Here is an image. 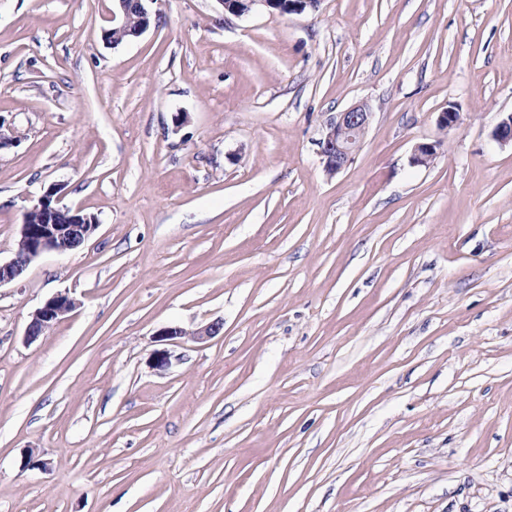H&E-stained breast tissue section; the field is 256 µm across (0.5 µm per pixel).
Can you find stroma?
Wrapping results in <instances>:
<instances>
[{
  "instance_id": "1",
  "label": "stroma",
  "mask_w": 512,
  "mask_h": 512,
  "mask_svg": "<svg viewBox=\"0 0 512 512\" xmlns=\"http://www.w3.org/2000/svg\"><path fill=\"white\" fill-rule=\"evenodd\" d=\"M152 10L0 0V260L50 185L99 221L0 287V512H512V0ZM113 1L116 2V6L115 10L112 9V28H108V32H110L112 36L109 41L105 39L107 42L111 43L114 46H117L123 42L130 41L125 39L132 40L133 36L135 38L140 37L149 29L154 14L151 9V4H153L155 0H134L136 3H138L139 16L137 18V26L134 32L132 31L133 36L131 34H128L131 33L130 16L129 10L127 8L128 0ZM373 112L365 101L337 112L318 141L319 155L325 170L335 175L344 170L360 149L370 127ZM79 306L80 302L68 292L54 294L32 313L25 331L26 341L38 339ZM222 329V323L219 321L209 323L201 328L196 329L192 333H187L180 327H166L157 336H162L165 339H177L183 336L190 335L194 339L204 341L208 338L214 337L219 334Z\"/></svg>"
}]
</instances>
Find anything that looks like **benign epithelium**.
I'll list each match as a JSON object with an SVG mask.
<instances>
[{
	"instance_id": "benign-epithelium-1",
	"label": "benign epithelium",
	"mask_w": 512,
	"mask_h": 512,
	"mask_svg": "<svg viewBox=\"0 0 512 512\" xmlns=\"http://www.w3.org/2000/svg\"><path fill=\"white\" fill-rule=\"evenodd\" d=\"M112 28L109 29V43L117 46L123 43L128 33L138 38L152 23L151 4L156 0H135L139 16L135 30H130V16L127 0H114ZM224 14L241 17L256 8L271 13H302L317 8L319 0H216ZM373 112L365 101L357 102L342 112L336 113L328 123L326 131L318 141L319 155L325 170L335 175L344 170L360 149L370 127ZM460 124V113L450 106L439 113L437 125L448 132ZM494 137L502 145H512V113H506L499 121ZM439 142H423L414 147L411 163L427 166L437 153ZM62 186L54 184L38 198L24 213L20 238L13 258L0 261V287L18 280L26 267L45 252L72 253L88 242L99 227L80 209L60 204ZM80 306V302L67 292L54 294L44 301L31 315L26 327V341L32 342L44 335ZM222 323L212 322L192 333L180 327H167L160 332L165 339H177L187 334L204 341L219 334Z\"/></svg>"
}]
</instances>
